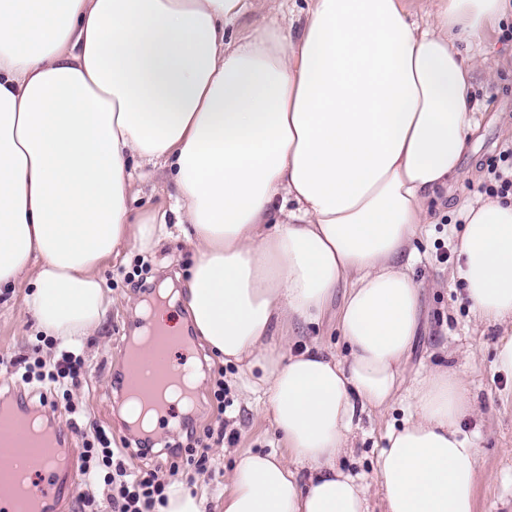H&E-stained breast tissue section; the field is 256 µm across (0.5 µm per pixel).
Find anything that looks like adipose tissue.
<instances>
[{"instance_id": "obj_1", "label": "adipose tissue", "mask_w": 512, "mask_h": 512, "mask_svg": "<svg viewBox=\"0 0 512 512\" xmlns=\"http://www.w3.org/2000/svg\"><path fill=\"white\" fill-rule=\"evenodd\" d=\"M246 0H0V288L39 333L80 346L111 304L101 266L176 216L196 246L176 298L212 352L254 372L282 454L239 456L222 512H368L339 459L402 389L419 329L409 274L428 203L480 127L463 44L506 0H309L235 42ZM169 172L174 211L131 221L135 179ZM472 312L512 327V198L460 210ZM33 278H26V271ZM348 349H290L340 283ZM376 460L384 512H475L481 450L465 379L428 368Z\"/></svg>"}]
</instances>
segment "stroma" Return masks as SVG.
I'll return each mask as SVG.
<instances>
[{"instance_id": "obj_1", "label": "stroma", "mask_w": 512, "mask_h": 512, "mask_svg": "<svg viewBox=\"0 0 512 512\" xmlns=\"http://www.w3.org/2000/svg\"><path fill=\"white\" fill-rule=\"evenodd\" d=\"M306 9L307 0H248L246 11L228 26L225 39L235 41L272 17L301 31ZM507 28L512 29V17L489 24L471 49L479 63L472 96L485 118L463 157L464 179L450 191L438 192L428 203L430 224L417 245L419 260L410 269L413 279L422 286L420 326L403 367L408 386L435 364L447 366L467 380L480 412L464 418L461 430L478 441L485 473L476 489V512H512V377L497 373L492 367L494 345L504 335V327L477 320L468 309L464 290L457 286L459 209L463 201L482 195L489 164L497 161L503 148L512 146V39L502 38ZM175 195L169 176L159 175L138 184L129 207L136 214L169 209L176 203ZM441 244L448 248V260L438 258L437 247ZM192 259L191 244L179 235L153 250L130 248L111 258L101 268L100 276L112 303L102 324L80 347L85 363L80 386L69 397L55 396L53 407L47 408L40 391L22 386L9 373L0 372V400L45 408L48 421L64 437L75 421L88 433L104 427L111 432L112 445L121 450L129 470H152L161 481L175 478L190 488H206L209 512H219L225 476L239 454L281 448L269 419L254 406L241 366L222 363L203 345L189 349V357L200 360L205 373L196 406L188 414L173 409L171 426L162 427L159 435L161 450L149 454L139 452L131 441L117 405L121 397V355L127 348L126 336L136 322L135 303L142 295L139 281L152 283L185 272ZM344 293V288H337L322 319L299 328V342L316 340L337 357H346L347 348L335 325ZM57 352V346L36 332L26 312L23 289L1 295L0 354L47 360ZM218 377L223 378L231 402L223 414L217 413L213 402V382ZM70 403L76 405L77 416L67 412ZM406 416L407 405L402 398L385 412L363 415L350 448L340 459L343 468L361 475L368 483L369 512H383L375 465L385 434L389 427L401 425ZM224 426L236 432L235 443L213 439V432ZM200 443L209 446L207 468L199 470L183 463L178 473H171L177 450Z\"/></svg>"}]
</instances>
